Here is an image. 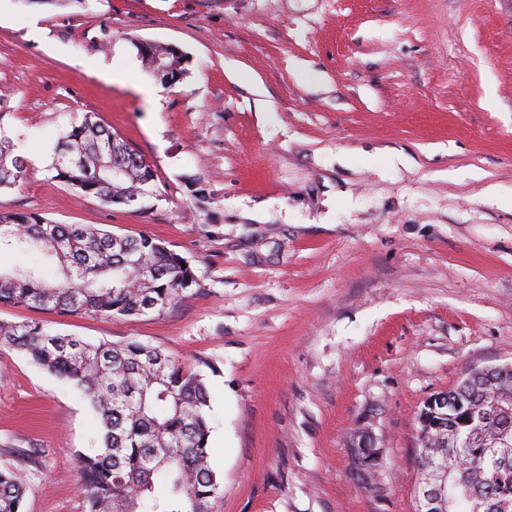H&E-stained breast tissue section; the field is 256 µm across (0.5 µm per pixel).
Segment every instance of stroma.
I'll return each instance as SVG.
<instances>
[{"label": "stroma", "instance_id": "obj_1", "mask_svg": "<svg viewBox=\"0 0 512 512\" xmlns=\"http://www.w3.org/2000/svg\"><path fill=\"white\" fill-rule=\"evenodd\" d=\"M145 42L185 56L179 81L144 73ZM0 111L30 163L0 212L160 239L199 283L159 315L0 321L201 374L212 512H415L424 402L512 363V0H0ZM90 112L151 165L140 203L51 179ZM361 428L377 494L353 469ZM100 432L76 389L0 348V468L25 512H86L76 458ZM367 435L371 438V444L370 442L366 441V450H365V456L366 458L363 460L364 467L366 469L357 468L358 471V477L363 483V488L372 492V493H378L381 490V486H379L373 479V475L375 472H368L367 469H374L376 466L378 459H379V452L375 448V444L373 441V438L371 437L370 433L367 432ZM374 465V466H373Z\"/></svg>", "mask_w": 512, "mask_h": 512}]
</instances>
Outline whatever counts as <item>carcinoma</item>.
Wrapping results in <instances>:
<instances>
[{"mask_svg": "<svg viewBox=\"0 0 512 512\" xmlns=\"http://www.w3.org/2000/svg\"><path fill=\"white\" fill-rule=\"evenodd\" d=\"M148 73L168 83L182 54L138 47ZM0 112V190L19 189L28 160L14 153ZM51 178L107 205L149 192L153 170L87 113L59 137ZM36 255L0 271V304L58 313L138 317L161 314L195 287L185 259L148 235L53 224L38 214L0 212V251ZM0 347L77 388L98 413L100 446L78 457L88 512H210L221 483L210 464V396L202 376L158 347L92 343L34 321L0 322ZM419 447L426 464L448 468L447 512H512V364L468 369L448 404H424ZM26 487L0 470V512H22Z\"/></svg>", "mask_w": 512, "mask_h": 512, "instance_id": "carcinoma-1", "label": "carcinoma"}]
</instances>
